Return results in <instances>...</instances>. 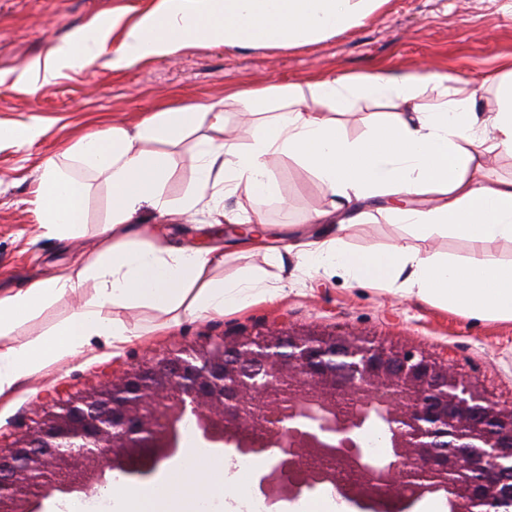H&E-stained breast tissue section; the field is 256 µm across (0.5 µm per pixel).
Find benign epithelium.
Masks as SVG:
<instances>
[{
    "label": "benign epithelium",
    "mask_w": 512,
    "mask_h": 512,
    "mask_svg": "<svg viewBox=\"0 0 512 512\" xmlns=\"http://www.w3.org/2000/svg\"><path fill=\"white\" fill-rule=\"evenodd\" d=\"M368 414L396 458L365 447ZM186 419L199 423L201 448L261 451L253 493L271 512L314 492L312 471L332 477L347 512H415L430 493L449 512L512 507V404L446 355L276 329L207 337L46 399L39 419L0 445V512H45L50 499L83 495V469L100 486L117 467L132 485L149 481L181 453Z\"/></svg>",
    "instance_id": "1"
}]
</instances>
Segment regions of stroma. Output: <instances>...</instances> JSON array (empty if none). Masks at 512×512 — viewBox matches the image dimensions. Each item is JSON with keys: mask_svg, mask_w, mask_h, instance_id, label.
<instances>
[{"mask_svg": "<svg viewBox=\"0 0 512 512\" xmlns=\"http://www.w3.org/2000/svg\"><path fill=\"white\" fill-rule=\"evenodd\" d=\"M512 0H388L358 27L317 43L290 48L265 46L227 50L198 42L174 56L114 67L109 58L64 70L36 94L18 83L25 68L54 44L70 38L96 17L115 9L139 14L150 0H0V125L39 118L44 133L30 143L0 140V289L22 288L51 270L71 267L95 248L107 215L108 191L95 184L87 202L85 237L62 242L42 236L35 221L33 189L38 166L86 133L112 125L132 126L162 106L223 102L228 127L240 124L230 91L270 82L303 84L318 76L422 68L445 72L477 92L480 111L496 105L494 86L504 60L512 58ZM196 136L170 150L165 194L188 193L196 177ZM272 194L245 201L248 216L261 217L269 245L321 241L336 233L334 223L315 221L330 198L298 160L279 155L269 165ZM385 199L362 204L363 215L344 233L352 250L381 251L415 243L440 254L467 255L468 244L445 234L412 240L404 225L391 223ZM138 226L170 244H197L224 251L221 277L232 279L262 266L237 225L217 224L199 211L172 219L151 208L136 216ZM297 252L286 258L283 298H254L224 315L182 317L165 327L163 314L147 307L122 311L142 336L115 349L104 341L50 374L25 381L0 400V439L11 440L37 419L47 393L88 388L114 371L205 336L258 334L287 327L324 334L357 333L388 344L447 355L459 371L475 377L495 401L512 403V321L475 319L399 292L370 287L342 274L300 269ZM85 286L45 308L19 331L34 338L92 297Z\"/></svg>", "mask_w": 512, "mask_h": 512, "instance_id": "obj_1", "label": "stroma"}]
</instances>
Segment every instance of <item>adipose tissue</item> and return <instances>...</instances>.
I'll return each mask as SVG.
<instances>
[{"label":"adipose tissue","instance_id":"adipose-tissue-1","mask_svg":"<svg viewBox=\"0 0 512 512\" xmlns=\"http://www.w3.org/2000/svg\"><path fill=\"white\" fill-rule=\"evenodd\" d=\"M386 0H155L137 18L113 11L34 59L25 86L37 90L65 69H82L111 57L120 66L177 53L191 42L211 41L235 50L269 44L294 47L351 30ZM438 92L427 108L424 88ZM230 98L249 125L246 142L228 136L219 103L163 109L130 126H110L80 137L66 164L46 158L36 185V219L48 236H83L92 180L110 190L109 213L95 250L80 266L52 272L24 288L0 290V398L37 374L82 356L94 339L125 344L139 339L136 325L117 309L149 307L189 317L223 315L225 309L261 295L281 296L268 267L284 270L282 253L267 249L265 270L233 280L218 278L224 265L219 248L163 245L134 228L143 206L162 216L210 210L226 223L240 221L230 198L267 193L269 161L286 155L311 170L323 188L346 205L378 198L393 202L389 215L414 237L441 232L465 240L468 256H444L401 245L383 253L350 250L338 222V236L309 243L306 270L337 268L353 280L432 300L477 318L512 321V263L487 245L512 243V180L483 175L489 156H512V67L498 81L497 106L482 113L476 94L450 75L429 71L392 74L377 70L319 77L306 84H267L238 90ZM395 100L399 111L374 114L369 134L348 137L336 117L360 101ZM199 133L197 178L181 199L164 193L170 156L149 143H181ZM433 206L418 207L415 197ZM93 284L94 294L67 318L29 340L14 339L17 328L59 298ZM222 457L188 444L180 459L148 485L114 483L112 512H176L199 496L220 495L229 512H241L251 497L253 468L239 467L225 478Z\"/></svg>","mask_w":512,"mask_h":512}]
</instances>
